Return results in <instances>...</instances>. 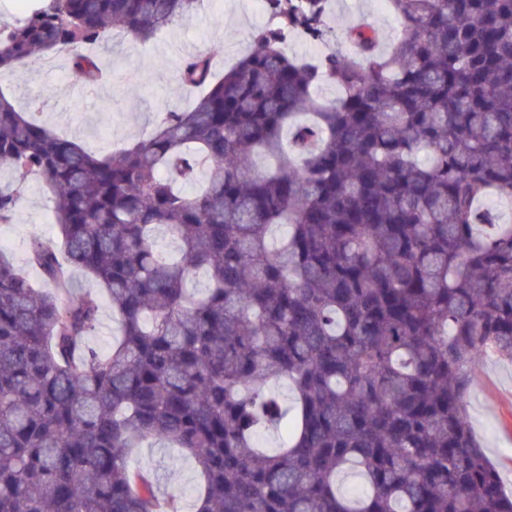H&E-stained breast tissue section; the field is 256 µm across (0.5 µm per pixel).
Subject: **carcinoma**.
Returning a JSON list of instances; mask_svg holds the SVG:
<instances>
[{
  "label": "carcinoma",
  "instance_id": "1",
  "mask_svg": "<svg viewBox=\"0 0 512 512\" xmlns=\"http://www.w3.org/2000/svg\"><path fill=\"white\" fill-rule=\"evenodd\" d=\"M202 2L43 0L0 21V73L64 56L93 90V49ZM387 2L395 40L347 51L329 0H265L249 53L184 58L194 103L107 153L0 90V224L33 178L59 231L28 251L50 289L0 250V512H183L146 439L194 461V512H512L467 412L512 362V222L480 206L512 201V0ZM101 311L100 323L94 335L90 337L91 344L98 349L108 347L112 343V334H116L117 331V324L113 322L112 318V306L105 296H103Z\"/></svg>",
  "mask_w": 512,
  "mask_h": 512
}]
</instances>
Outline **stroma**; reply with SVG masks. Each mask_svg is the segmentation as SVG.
<instances>
[{
  "mask_svg": "<svg viewBox=\"0 0 512 512\" xmlns=\"http://www.w3.org/2000/svg\"><path fill=\"white\" fill-rule=\"evenodd\" d=\"M368 20L388 46L398 31L395 16L384 0H331L330 25L335 33ZM266 19L252 0H206L190 18L172 26L156 42L141 46L123 42L112 46L114 81L108 87L84 91V77L66 59L54 60L50 70L32 66L0 76V90L18 108L33 97L50 100L44 117L54 127L79 137L90 149L102 152L132 143L148 133L160 109L189 106L194 98L178 80L172 55L213 54L223 69L249 49L253 31ZM15 224L0 226V249L15 264H24L31 238H54L49 193L41 182L30 181L17 204ZM473 431L496 467L502 485L512 491V362L483 358L467 399ZM155 469L160 491L181 492L192 502L198 483L195 469L174 448L145 443L136 458Z\"/></svg>",
  "mask_w": 512,
  "mask_h": 512,
  "instance_id": "35a3bbf8",
  "label": "stroma"
}]
</instances>
